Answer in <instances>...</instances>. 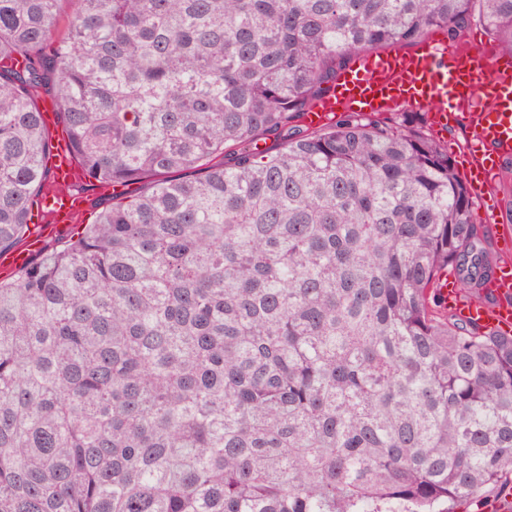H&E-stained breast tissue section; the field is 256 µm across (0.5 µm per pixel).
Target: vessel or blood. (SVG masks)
I'll list each match as a JSON object with an SVG mask.
<instances>
[{"label":"vessel or blood","instance_id":"vessel-or-blood-1","mask_svg":"<svg viewBox=\"0 0 512 512\" xmlns=\"http://www.w3.org/2000/svg\"><path fill=\"white\" fill-rule=\"evenodd\" d=\"M407 106L428 113L435 131L462 119L473 136L466 152L469 178L466 185L474 198H483L501 160L512 157V57L497 53L476 40L451 49L434 37L423 39L408 52L361 54L343 72L335 88L311 108L306 120L321 125L336 112H390ZM78 175L68 136H59L52 152L51 176L56 184L40 202L50 225H35L25 248L0 254V270L25 269L41 249L53 227L71 223L82 211L84 198L70 192ZM489 288L497 299L488 309L462 299L454 284L443 283L446 304L464 319H478L500 328L512 327V261L504 260Z\"/></svg>","mask_w":512,"mask_h":512}]
</instances>
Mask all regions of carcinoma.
I'll return each instance as SVG.
<instances>
[{"label":"carcinoma","instance_id":"carcinoma-1","mask_svg":"<svg viewBox=\"0 0 512 512\" xmlns=\"http://www.w3.org/2000/svg\"><path fill=\"white\" fill-rule=\"evenodd\" d=\"M67 38H53L63 5ZM512 0H0V253L50 177L141 184L0 278V512H437L512 488V333L448 145L305 122L364 52ZM269 135L275 148H259Z\"/></svg>","mask_w":512,"mask_h":512}]
</instances>
